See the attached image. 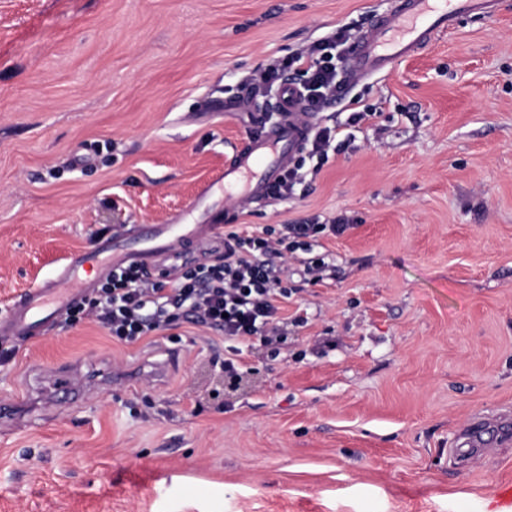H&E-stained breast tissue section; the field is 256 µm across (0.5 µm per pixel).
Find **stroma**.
<instances>
[{"label": "stroma", "instance_id": "obj_1", "mask_svg": "<svg viewBox=\"0 0 512 512\" xmlns=\"http://www.w3.org/2000/svg\"><path fill=\"white\" fill-rule=\"evenodd\" d=\"M394 0H0V314L124 224H161L223 170L248 126L219 100ZM353 127L301 191L220 198L247 234L350 227L283 303L279 355L183 322L131 345L88 321L0 366V512H474L512 479V442L448 450L512 413V0L354 81L320 125ZM177 354L160 380L143 361ZM106 368L76 403L39 395L63 365Z\"/></svg>", "mask_w": 512, "mask_h": 512}]
</instances>
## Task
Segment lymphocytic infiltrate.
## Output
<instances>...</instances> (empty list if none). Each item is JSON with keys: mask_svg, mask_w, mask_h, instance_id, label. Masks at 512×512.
<instances>
[{"mask_svg": "<svg viewBox=\"0 0 512 512\" xmlns=\"http://www.w3.org/2000/svg\"><path fill=\"white\" fill-rule=\"evenodd\" d=\"M342 42L336 35L308 50L272 62L261 74L266 85L300 79L307 108L322 112L344 88ZM347 229L344 219L327 224L265 226L243 235H224V251L206 261H190L159 277L144 275L134 264L113 269L99 288L72 306L66 325L89 320L117 341L132 344L169 330L177 322L201 326L224 336L229 346L221 363L224 377L237 382L243 347L278 349L285 340L279 300L292 296L285 278L290 259L301 258L304 274L326 266V254H314L313 242Z\"/></svg>", "mask_w": 512, "mask_h": 512, "instance_id": "lymphocytic-infiltrate-1", "label": "lymphocytic infiltrate"}]
</instances>
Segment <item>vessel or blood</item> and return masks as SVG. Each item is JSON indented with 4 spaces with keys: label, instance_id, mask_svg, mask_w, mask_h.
Segmentation results:
<instances>
[{
    "label": "vessel or blood",
    "instance_id": "obj_1",
    "mask_svg": "<svg viewBox=\"0 0 512 512\" xmlns=\"http://www.w3.org/2000/svg\"><path fill=\"white\" fill-rule=\"evenodd\" d=\"M498 0H396L390 11L373 16L349 52L348 80L373 78L390 73L402 59L423 48L432 35L455 27L469 15H489ZM255 92L224 104V112H247L249 131L220 174L197 191L187 213L173 215L164 224H135L127 231L100 238L92 251L75 257L57 277L29 289L0 317V335L29 341L47 335L62 314L82 297L60 284L79 279L95 268L105 275L125 263L138 264L147 274L172 270L182 257L184 242L199 249L222 239L224 224L213 214L210 198L221 193L247 203L269 200L273 188L291 159L300 154L317 124L316 113L307 111L294 84H286L276 109L280 119L267 124L262 111H247ZM54 394L69 400L84 394L81 374L73 368L57 369L51 377ZM482 512H512V482L495 484L493 493L481 503Z\"/></svg>",
    "mask_w": 512,
    "mask_h": 512
}]
</instances>
